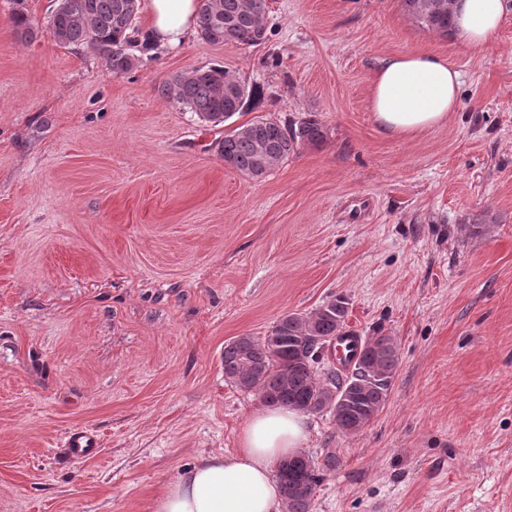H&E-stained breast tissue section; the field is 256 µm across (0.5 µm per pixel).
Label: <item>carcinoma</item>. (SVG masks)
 Wrapping results in <instances>:
<instances>
[{
	"instance_id": "cac0c4a2",
	"label": "carcinoma",
	"mask_w": 512,
	"mask_h": 512,
	"mask_svg": "<svg viewBox=\"0 0 512 512\" xmlns=\"http://www.w3.org/2000/svg\"><path fill=\"white\" fill-rule=\"evenodd\" d=\"M139 0H56L47 29L61 45L87 47L115 75L132 72L139 58L129 53L136 32ZM12 15L18 34L33 39L39 31L15 0ZM401 7L423 28L448 35L453 29L451 0H401ZM268 0H202L197 33L212 44L259 46L269 39ZM160 93L205 122L222 123L253 100L254 91L219 67L176 73L160 86ZM324 138L323 125L313 112L298 122L281 124L254 120L224 135L218 144L224 163L242 174L260 179L304 144ZM348 301L330 299L308 313H288L271 332L281 338L276 349L268 337L241 336L224 346V377L244 389H258L263 401L303 413L331 410L337 427L355 432L369 424L383 407L398 366L397 343L392 336H373L363 346L351 377L320 376L315 368L321 348L341 334ZM315 461H299L303 488L284 496L288 512H310L320 483Z\"/></svg>"
}]
</instances>
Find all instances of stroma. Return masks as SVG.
<instances>
[{
  "label": "stroma",
  "mask_w": 512,
  "mask_h": 512,
  "mask_svg": "<svg viewBox=\"0 0 512 512\" xmlns=\"http://www.w3.org/2000/svg\"><path fill=\"white\" fill-rule=\"evenodd\" d=\"M0 0V512H151L179 471L239 446L264 403L226 343L335 296L395 338L388 399L354 433L307 414L310 512H512V11L493 49L420 27L400 0H269L266 44L192 35L117 76ZM462 74L460 109L380 131L379 61ZM220 66L256 98L221 124L159 91ZM316 113L325 139L264 178L217 143ZM100 451L72 458L66 435ZM334 467H324L326 456ZM16 8L12 15L13 24L18 34L25 40L34 39L39 31V24L35 23L22 8L21 0L15 1ZM66 448L77 459H84L97 454L99 439L95 432L90 430H74L68 434L65 441Z\"/></svg>",
  "instance_id": "1"
}]
</instances>
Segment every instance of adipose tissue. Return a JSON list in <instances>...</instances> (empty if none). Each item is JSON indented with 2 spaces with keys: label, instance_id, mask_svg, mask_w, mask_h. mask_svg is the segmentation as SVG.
<instances>
[{
  "label": "adipose tissue",
  "instance_id": "obj_1",
  "mask_svg": "<svg viewBox=\"0 0 512 512\" xmlns=\"http://www.w3.org/2000/svg\"><path fill=\"white\" fill-rule=\"evenodd\" d=\"M201 0H147L146 32L160 45H180L196 28ZM456 33L467 47L497 41L505 0H453ZM461 74L445 57L428 52L382 60L369 90V107L384 132L423 133L448 121L460 107ZM308 438L305 416L267 408L242 428L238 452L212 453L167 482L152 512H282L275 477L279 463Z\"/></svg>",
  "mask_w": 512,
  "mask_h": 512
}]
</instances>
